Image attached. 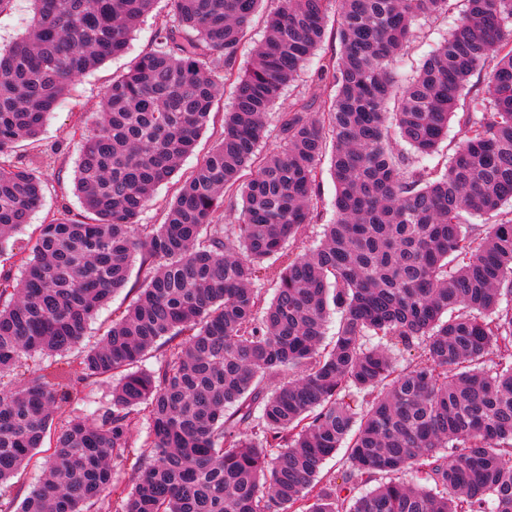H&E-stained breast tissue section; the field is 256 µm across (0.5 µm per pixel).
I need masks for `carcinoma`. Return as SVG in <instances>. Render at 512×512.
Here are the masks:
<instances>
[{"mask_svg":"<svg viewBox=\"0 0 512 512\" xmlns=\"http://www.w3.org/2000/svg\"><path fill=\"white\" fill-rule=\"evenodd\" d=\"M154 2L33 0L28 32L0 45V252L45 194L24 142L73 81L126 51ZM170 2L155 47L91 122L77 119L83 212L41 225L21 277L0 270L2 379L33 353L77 348L140 258L136 299L79 369L60 360L0 388V493L50 437L42 483L16 512H101L145 423L121 512H512V0H466L403 83L392 62L450 0H280L245 69L261 0ZM331 12L339 52L312 82L334 96L277 113L283 149L260 160L268 115ZM222 81L224 136L164 223H139ZM453 118L462 143L426 164ZM329 140L335 218L306 250ZM115 375L108 405L54 426ZM342 446V483L321 482ZM351 482L369 490L349 497Z\"/></svg>","mask_w":512,"mask_h":512,"instance_id":"obj_1","label":"carcinoma"}]
</instances>
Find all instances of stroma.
I'll list each match as a JSON object with an SVG mask.
<instances>
[{
	"instance_id": "obj_1",
	"label": "stroma",
	"mask_w": 512,
	"mask_h": 512,
	"mask_svg": "<svg viewBox=\"0 0 512 512\" xmlns=\"http://www.w3.org/2000/svg\"><path fill=\"white\" fill-rule=\"evenodd\" d=\"M464 8V0H451L447 13L422 21L405 54L394 66L393 74L396 79L401 80L415 74L437 44L447 36L453 20L461 15ZM170 17L168 0H157L152 13L135 33L126 53L107 61L77 81L67 99L51 116L40 136L43 146L53 145L57 148L51 166L45 171L49 188L41 206L32 214L29 225L14 237L12 254L0 256V268H8L13 274H20V259L29 252L38 226L57 217L61 207H68L75 213L80 212L81 205L73 184L80 149L79 139L73 134L75 120L80 116L85 120H92L100 97L113 78L122 75L137 57L153 48L157 26ZM231 100V86H220L210 122L193 155L182 162V172H190L220 140L224 131V111Z\"/></svg>"
}]
</instances>
